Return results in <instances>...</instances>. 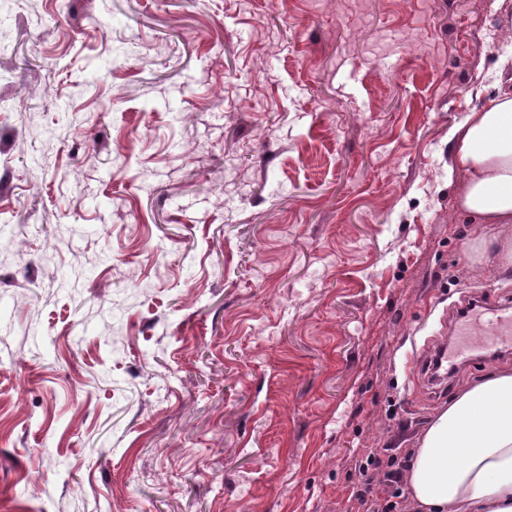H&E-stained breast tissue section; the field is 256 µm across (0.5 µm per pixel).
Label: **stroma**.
Returning a JSON list of instances; mask_svg holds the SVG:
<instances>
[{"instance_id":"stroma-1","label":"stroma","mask_w":512,"mask_h":512,"mask_svg":"<svg viewBox=\"0 0 512 512\" xmlns=\"http://www.w3.org/2000/svg\"><path fill=\"white\" fill-rule=\"evenodd\" d=\"M512 0H0V512H355L512 296L448 131ZM476 304L469 305L461 309L465 315H460L456 311V321L454 323V332L459 323H466L462 334L470 336L467 344V350L473 351L480 346L497 344L503 342V336L507 337L508 345L512 342V305L505 302L500 305H488L483 302L479 309L474 310ZM474 310V311H471ZM471 311V312H470ZM486 311L489 316L482 317Z\"/></svg>"}]
</instances>
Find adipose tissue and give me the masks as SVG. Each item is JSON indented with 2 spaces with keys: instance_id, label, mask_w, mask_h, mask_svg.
<instances>
[{
  "instance_id": "1",
  "label": "adipose tissue",
  "mask_w": 512,
  "mask_h": 512,
  "mask_svg": "<svg viewBox=\"0 0 512 512\" xmlns=\"http://www.w3.org/2000/svg\"><path fill=\"white\" fill-rule=\"evenodd\" d=\"M459 209L482 226L512 224V83L448 132ZM416 512H512V372L463 390L424 432L406 473Z\"/></svg>"
}]
</instances>
